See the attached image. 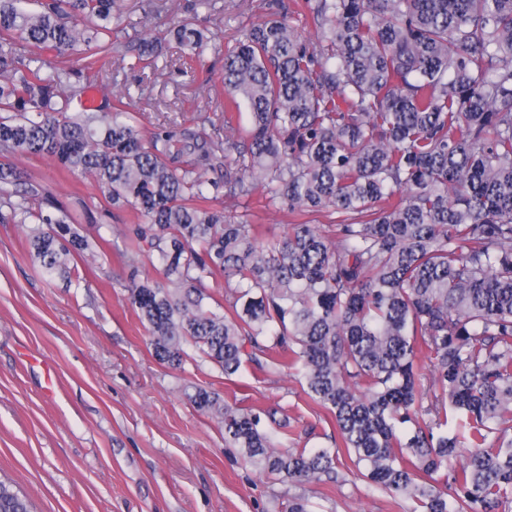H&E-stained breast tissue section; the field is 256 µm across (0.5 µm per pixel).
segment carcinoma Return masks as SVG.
<instances>
[{
  "label": "carcinoma",
  "mask_w": 512,
  "mask_h": 512,
  "mask_svg": "<svg viewBox=\"0 0 512 512\" xmlns=\"http://www.w3.org/2000/svg\"><path fill=\"white\" fill-rule=\"evenodd\" d=\"M0 0V223L29 226L42 275L80 285L94 244L7 158L48 156L133 212L127 300L155 357L186 347L229 379L293 369L336 425L332 448H280L279 404L233 407L198 388L224 443L260 476L336 481L345 450L410 512H512V0H276L224 53L240 138L175 124L143 135L123 97L85 104L80 78L112 60L115 0ZM194 0L169 35L201 58L213 33ZM321 29L301 39L293 22ZM84 55L44 70L42 54ZM158 39L139 40L156 67ZM224 170V179L203 178ZM341 217L267 239L209 194ZM224 279V301L211 291ZM0 512H31L0 478Z\"/></svg>",
  "instance_id": "carcinoma-1"
}]
</instances>
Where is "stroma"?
I'll list each match as a JSON object with an SVG mask.
<instances>
[{
    "label": "stroma",
    "mask_w": 512,
    "mask_h": 512,
    "mask_svg": "<svg viewBox=\"0 0 512 512\" xmlns=\"http://www.w3.org/2000/svg\"><path fill=\"white\" fill-rule=\"evenodd\" d=\"M189 0H116L124 31L111 65L85 75L96 103L129 92L141 128L194 126L199 114L224 123V50L242 28L262 22L265 0H217L215 44L195 61L169 46L157 68L135 64L133 42L165 35ZM12 164L45 185L76 215L80 234L97 243L86 283L48 281L27 249V230L0 224V474L35 512H282L284 494L308 499L312 512H408L409 501L344 481L284 487L257 476L225 447L217 419L190 400L196 388L218 391L241 408L286 409L283 448L330 446L331 414L311 400L297 376L247 367L224 378L207 362L176 369L152 353L131 309L130 274L159 278V265L129 266L131 212L109 209L98 184L50 158L13 155ZM263 237L283 236L304 215L251 201Z\"/></svg>",
    "instance_id": "35a3bbf8"
}]
</instances>
